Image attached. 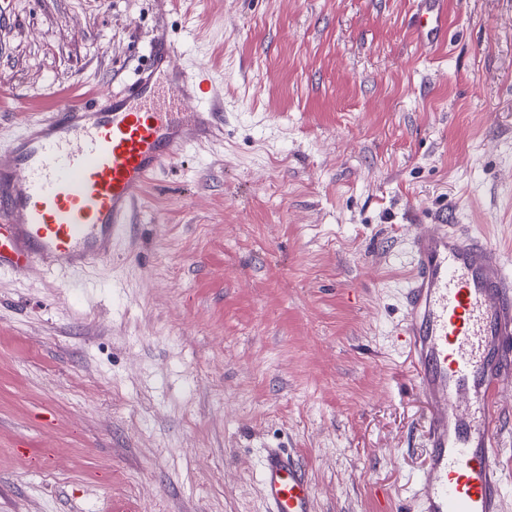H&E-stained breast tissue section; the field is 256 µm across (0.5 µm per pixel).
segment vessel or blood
<instances>
[{"mask_svg":"<svg viewBox=\"0 0 512 512\" xmlns=\"http://www.w3.org/2000/svg\"><path fill=\"white\" fill-rule=\"evenodd\" d=\"M417 25L446 32L443 0H422ZM181 51L167 32L119 92L91 95L29 117L0 157V266L66 270L107 260L132 222L149 178L221 126L208 70L170 66ZM405 341L430 409L422 512H500L495 435L498 385L512 374V255L482 236L435 224L409 243ZM267 512H312L298 460L268 449Z\"/></svg>","mask_w":512,"mask_h":512,"instance_id":"b4317fda","label":"vessel or blood"}]
</instances>
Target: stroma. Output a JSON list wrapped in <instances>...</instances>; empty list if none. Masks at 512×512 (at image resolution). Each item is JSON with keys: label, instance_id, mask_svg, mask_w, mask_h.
Segmentation results:
<instances>
[{"label": "stroma", "instance_id": "1", "mask_svg": "<svg viewBox=\"0 0 512 512\" xmlns=\"http://www.w3.org/2000/svg\"><path fill=\"white\" fill-rule=\"evenodd\" d=\"M0 0V88L48 117L119 90L160 29L224 131L155 174L111 261L0 269V512H421L428 406L400 336L408 242L512 252V0ZM498 427L512 512V378ZM424 8L418 16L417 25L427 40H439L446 32L447 19L443 0H421ZM261 481L267 512H313L312 486L298 460L277 448L264 455Z\"/></svg>", "mask_w": 512, "mask_h": 512}]
</instances>
